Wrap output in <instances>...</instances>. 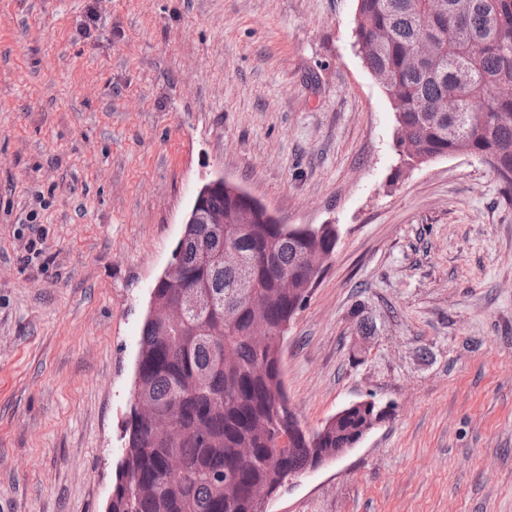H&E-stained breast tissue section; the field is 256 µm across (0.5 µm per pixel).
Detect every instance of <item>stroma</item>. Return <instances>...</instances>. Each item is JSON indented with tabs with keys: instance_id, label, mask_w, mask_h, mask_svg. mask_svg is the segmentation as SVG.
Returning a JSON list of instances; mask_svg holds the SVG:
<instances>
[{
	"instance_id": "stroma-1",
	"label": "stroma",
	"mask_w": 512,
	"mask_h": 512,
	"mask_svg": "<svg viewBox=\"0 0 512 512\" xmlns=\"http://www.w3.org/2000/svg\"><path fill=\"white\" fill-rule=\"evenodd\" d=\"M356 9L0 0V512H104L150 291L218 176L338 231L283 345L304 428L394 405L271 512H512V203L477 158L404 166Z\"/></svg>"
}]
</instances>
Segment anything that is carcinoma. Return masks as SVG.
<instances>
[{
    "label": "carcinoma",
    "instance_id": "carcinoma-1",
    "mask_svg": "<svg viewBox=\"0 0 512 512\" xmlns=\"http://www.w3.org/2000/svg\"><path fill=\"white\" fill-rule=\"evenodd\" d=\"M427 37L435 51L418 65L410 58ZM355 46L389 99L396 148L423 164L437 155L466 154L490 165L512 198V0H357ZM456 95V112L438 111ZM224 212V234L211 225L192 229L178 246L190 284L209 299L183 331L144 323L134 380L139 396L173 419L155 428L130 406L125 448L112 483V512H264L258 486L279 491L288 474L311 465L318 448L350 439L362 416L351 412L280 446L288 435L280 370L281 337H252L255 317L236 294L239 273L219 255L233 246L252 269L263 321L271 329L290 322L312 285L299 272L307 257H326L336 227L311 226L300 235L287 224L254 217L246 203L226 194L209 200ZM251 219L245 231L238 222ZM293 287H277L280 276ZM237 318L224 322V306ZM251 449V458L239 449ZM177 459L181 470L173 473Z\"/></svg>",
    "mask_w": 512,
    "mask_h": 512
}]
</instances>
